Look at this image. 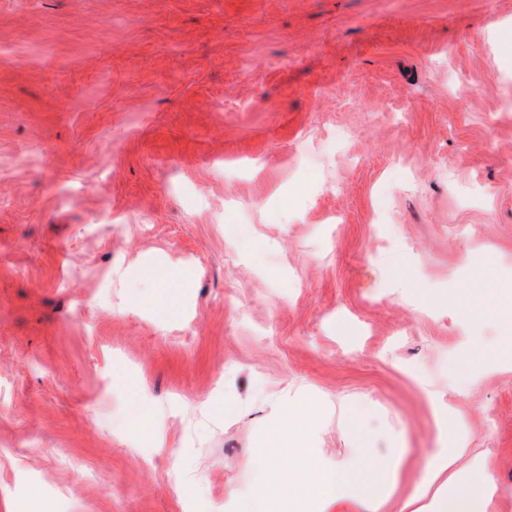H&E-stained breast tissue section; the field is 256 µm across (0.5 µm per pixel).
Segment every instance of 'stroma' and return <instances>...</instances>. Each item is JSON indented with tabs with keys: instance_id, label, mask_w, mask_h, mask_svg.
I'll use <instances>...</instances> for the list:
<instances>
[{
	"instance_id": "1",
	"label": "stroma",
	"mask_w": 512,
	"mask_h": 512,
	"mask_svg": "<svg viewBox=\"0 0 512 512\" xmlns=\"http://www.w3.org/2000/svg\"><path fill=\"white\" fill-rule=\"evenodd\" d=\"M511 334L512 0H0V512H234L285 388L512 512ZM452 420L450 412L440 420V445L427 453L420 485L396 504V512H490L500 487L488 459L467 447L465 430Z\"/></svg>"
}]
</instances>
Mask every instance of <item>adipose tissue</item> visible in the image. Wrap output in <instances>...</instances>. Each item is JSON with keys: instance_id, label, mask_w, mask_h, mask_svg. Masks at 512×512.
I'll return each instance as SVG.
<instances>
[{"instance_id": "1", "label": "adipose tissue", "mask_w": 512, "mask_h": 512, "mask_svg": "<svg viewBox=\"0 0 512 512\" xmlns=\"http://www.w3.org/2000/svg\"><path fill=\"white\" fill-rule=\"evenodd\" d=\"M439 427L440 445L429 450L420 485L395 503L397 512H489L500 487L488 459L469 447L464 429L451 416H444ZM292 450L294 472H283L278 457H271L273 480L257 489V499L287 491L290 512H381L392 501L399 457L384 462L346 457L316 466L306 429L293 430Z\"/></svg>"}]
</instances>
